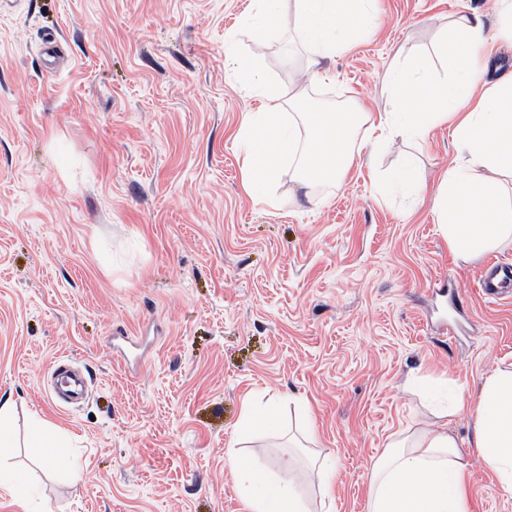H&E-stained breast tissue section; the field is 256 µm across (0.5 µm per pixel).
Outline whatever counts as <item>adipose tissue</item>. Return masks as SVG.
Segmentation results:
<instances>
[{
	"label": "adipose tissue",
	"mask_w": 512,
	"mask_h": 512,
	"mask_svg": "<svg viewBox=\"0 0 512 512\" xmlns=\"http://www.w3.org/2000/svg\"><path fill=\"white\" fill-rule=\"evenodd\" d=\"M244 21L260 50L276 30H295L310 52L303 72L308 82L332 79L328 61L381 23L376 0H253ZM501 43L512 45V0H496V16L489 22L474 12L455 15L441 44L448 59L445 77L433 73L424 55H407L386 74L394 93L391 111L377 114L304 112L298 90L288 99L295 110L289 116L279 110L277 91L257 85L254 95L263 105L245 114L234 136L244 154L245 190L271 195L287 166L304 189L335 183L361 166L364 154L397 139L425 141L436 126L450 122L456 157L435 188H427L409 159L395 169L372 172V182L381 193L431 197L439 230L457 258L512 242V197L497 182L501 176L512 178V75L489 79L486 62ZM491 172L496 180H488ZM453 397L455 407L471 410L472 437L460 441L430 426L391 441L371 467L367 512H469L464 479L475 459L512 495V363L484 376L477 396L458 383ZM258 416L275 426V404L259 411L244 400L226 452L247 512H309L288 462L268 480L251 473L236 453Z\"/></svg>",
	"instance_id": "adipose-tissue-1"
}]
</instances>
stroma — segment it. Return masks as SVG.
<instances>
[{
    "instance_id": "stroma-1",
    "label": "stroma",
    "mask_w": 512,
    "mask_h": 512,
    "mask_svg": "<svg viewBox=\"0 0 512 512\" xmlns=\"http://www.w3.org/2000/svg\"><path fill=\"white\" fill-rule=\"evenodd\" d=\"M494 0H379L382 26L337 55L336 82L307 86L321 112L388 107L398 53L434 55L454 14ZM251 0H0V401L15 446L0 512H246L226 451L242 403L277 399L240 456L267 476L295 457L312 508L366 512L373 462L448 405L436 382L478 391L512 362V244L457 260L430 200L383 196L368 173L414 155L435 186L455 154L442 124L397 142L341 183L304 192L284 170L272 202L242 187L232 135L257 102L226 64L251 56ZM308 53L294 31L256 63L287 90ZM67 359L79 405L53 393ZM59 428L71 465L45 466L35 419ZM330 469L326 488L311 466ZM469 512H512L473 462Z\"/></svg>"
}]
</instances>
